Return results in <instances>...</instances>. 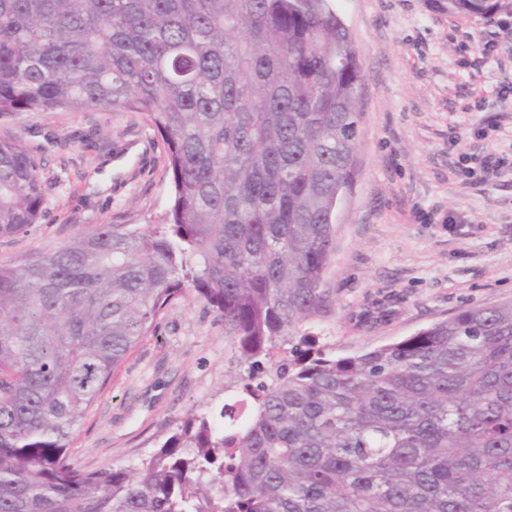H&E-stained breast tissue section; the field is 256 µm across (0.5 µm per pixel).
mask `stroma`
Instances as JSON below:
<instances>
[{"mask_svg":"<svg viewBox=\"0 0 512 512\" xmlns=\"http://www.w3.org/2000/svg\"><path fill=\"white\" fill-rule=\"evenodd\" d=\"M362 74L353 182L336 207L312 325L336 357L401 340L461 306L512 299V177L470 179L461 156L512 153V8L451 18L433 0H331ZM497 40L495 51L484 52ZM41 161L46 197L28 232L0 237V264L51 253L82 228L164 223L171 180L161 136L127 111L0 116V140ZM241 366L204 302L175 300L85 412L68 454L83 471L137 468L190 414L218 412Z\"/></svg>","mask_w":512,"mask_h":512,"instance_id":"35a3bbf8","label":"stroma"}]
</instances>
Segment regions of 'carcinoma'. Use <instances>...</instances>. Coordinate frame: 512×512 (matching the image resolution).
I'll list each match as a JSON object with an SVG mask.
<instances>
[{"instance_id":"carcinoma-1","label":"carcinoma","mask_w":512,"mask_h":512,"mask_svg":"<svg viewBox=\"0 0 512 512\" xmlns=\"http://www.w3.org/2000/svg\"><path fill=\"white\" fill-rule=\"evenodd\" d=\"M361 89L330 0H0V114L135 112L172 184L164 224L0 265V512H512V300L353 356L309 335L333 309ZM45 188L0 141V236L36 223ZM189 297L249 363L240 394L134 472L78 469L83 414Z\"/></svg>"}]
</instances>
